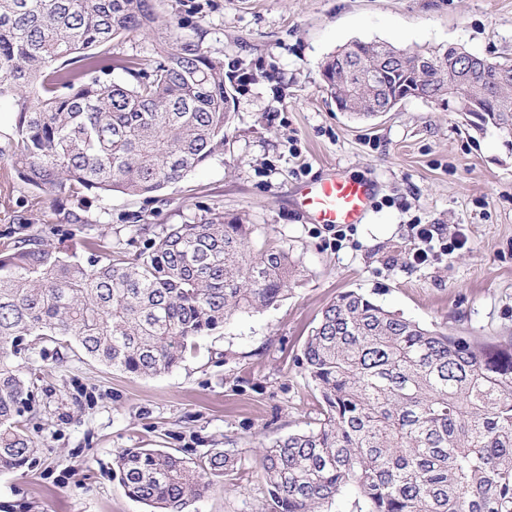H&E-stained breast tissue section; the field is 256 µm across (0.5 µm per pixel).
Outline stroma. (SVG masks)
<instances>
[{
    "label": "stroma",
    "instance_id": "stroma-1",
    "mask_svg": "<svg viewBox=\"0 0 512 512\" xmlns=\"http://www.w3.org/2000/svg\"><path fill=\"white\" fill-rule=\"evenodd\" d=\"M157 15L153 32L113 41L112 54L151 67L178 21L196 22L233 98L224 149L152 200L92 199L85 218L113 252H132L143 245L140 224L219 209L253 224L255 243L288 249L299 276L276 307L235 316L158 376L115 371L77 350L21 355L20 369L38 370L26 419L39 451L24 469L0 472V512H143L112 470L124 448L190 461L229 450L234 473L213 478L192 512H266L262 447L314 423L317 392L297 360L341 292L460 336L512 338V135L422 98L356 120L337 109L321 74L326 57L355 41L512 60V0H159ZM329 168L380 185L366 222L341 241L292 197ZM71 207L33 204L0 162V234L16 218L38 228ZM418 224L467 244L411 263Z\"/></svg>",
    "mask_w": 512,
    "mask_h": 512
}]
</instances>
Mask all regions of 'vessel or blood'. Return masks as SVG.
<instances>
[{
  "instance_id": "b4317fda",
  "label": "vessel or blood",
  "mask_w": 512,
  "mask_h": 512,
  "mask_svg": "<svg viewBox=\"0 0 512 512\" xmlns=\"http://www.w3.org/2000/svg\"><path fill=\"white\" fill-rule=\"evenodd\" d=\"M375 182L331 169L296 190L297 202L312 223L351 227L364 223L373 208Z\"/></svg>"
}]
</instances>
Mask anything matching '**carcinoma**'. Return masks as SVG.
Masks as SVG:
<instances>
[{
	"instance_id": "1",
	"label": "carcinoma",
	"mask_w": 512,
	"mask_h": 512,
	"mask_svg": "<svg viewBox=\"0 0 512 512\" xmlns=\"http://www.w3.org/2000/svg\"><path fill=\"white\" fill-rule=\"evenodd\" d=\"M156 19V0H0V99H13L17 136L0 159L36 203L150 198L224 149V60L204 50L198 25L179 22L149 71L135 57H112L114 39ZM375 52L355 42L323 64L327 91L359 118L412 91L442 102L461 85L481 105L475 118L512 133V60L466 71L395 67L353 89ZM116 68L129 80L113 81ZM50 230L80 250L51 247L26 223L0 243L1 472L23 469L38 450L24 420L35 384L14 362L24 337L157 376L237 314L277 305L298 271L282 246L255 245L252 225L218 209L157 230L143 224L144 250L117 257L73 211ZM301 371L318 391V418L265 447L270 512H512V338L485 343L428 328L351 290L323 309ZM114 464L147 512H188L236 459L221 448L197 461L124 448Z\"/></svg>"
}]
</instances>
